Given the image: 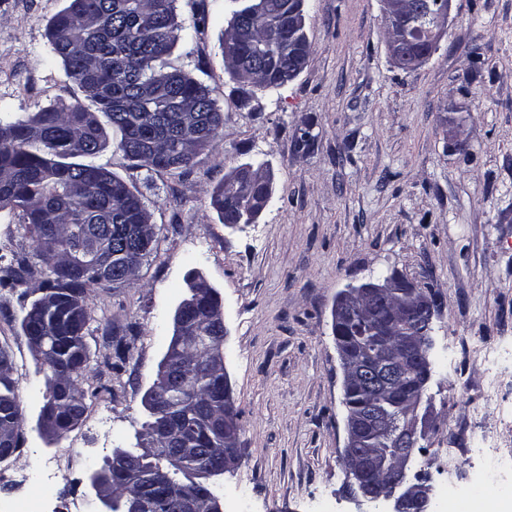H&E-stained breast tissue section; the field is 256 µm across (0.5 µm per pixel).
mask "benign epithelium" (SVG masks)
Wrapping results in <instances>:
<instances>
[{
	"label": "benign epithelium",
	"instance_id": "benign-epithelium-1",
	"mask_svg": "<svg viewBox=\"0 0 512 512\" xmlns=\"http://www.w3.org/2000/svg\"><path fill=\"white\" fill-rule=\"evenodd\" d=\"M452 0H437L435 20L427 34L425 49L414 54L408 51L404 21L419 13L424 5L418 0H381L383 22L391 33L389 52L404 69H412L429 57L445 32ZM310 55L296 44H288V75L297 77L308 65ZM254 166L237 167L231 181V190L242 200L252 196ZM127 237L140 249L147 250L152 243L153 225L133 224ZM187 292L177 305L173 317V335L159 363L151 389L155 400L146 410L159 415L161 395L176 384L185 387L186 369L173 373L175 365L186 360L187 353L195 351L198 360L192 368H212L224 365L223 348L228 336L222 303L210 305L204 314H198L203 304L216 296V289L199 272L186 279ZM388 307L392 319L386 331L387 338L369 340L361 335L345 342H336L343 372V390L366 391L374 402L361 411L349 410L346 415V445L341 463L345 472L344 494L357 503L370 502L382 507V512H427L431 505V487L422 481L413 482L409 470L415 460L420 438L430 425V406L424 394L431 378L429 351L432 346V326L437 310L431 295L418 285L398 274L382 280L367 281L343 290L332 310L335 329L353 326L363 329L373 324L375 310ZM221 332L219 336H204V327ZM395 400V410L384 407L388 398ZM224 435L222 448H181L179 455L206 452L212 457L210 467L197 471L171 512H198L199 490L220 474L233 472L240 463L239 426L229 379H224V418L216 422ZM382 436L394 445L389 453H382L367 445V435ZM158 452L149 439L142 452L112 454V470H128L144 457ZM99 512H153V502L142 490L133 489L121 497L106 491L103 479L95 477L91 483Z\"/></svg>",
	"mask_w": 512,
	"mask_h": 512
}]
</instances>
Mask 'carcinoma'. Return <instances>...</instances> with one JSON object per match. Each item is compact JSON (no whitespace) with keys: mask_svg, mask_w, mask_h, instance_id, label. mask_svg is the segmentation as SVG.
I'll use <instances>...</instances> for the list:
<instances>
[{"mask_svg":"<svg viewBox=\"0 0 512 512\" xmlns=\"http://www.w3.org/2000/svg\"><path fill=\"white\" fill-rule=\"evenodd\" d=\"M177 0H69L51 20V49L65 73L75 79L83 98L95 107L77 103L54 104L0 123V210L22 213L25 229L48 270L42 294L31 305L49 301L44 314L23 316L25 337H45L46 348L57 356L60 374L69 384L66 393H45L43 409L56 411L61 433L71 431L83 418L88 398L83 387L88 377L86 332L91 316L86 307L73 315L72 298L84 299L89 288L115 284L93 271L95 250L111 251L112 267L120 282H130L145 258L152 254L119 243L128 226L142 223L148 210L137 190L92 159L106 146L107 129L118 135V148L139 166L152 170H187L203 136L216 139L224 126V112L209 90L170 62L183 27ZM292 0H249L233 12L229 23H241L253 34L236 43L239 56L252 63L256 86L288 82L278 75L280 50L288 38L308 43L303 27L289 13ZM428 13L416 15L409 26L410 43L418 47L427 38ZM158 143L164 156L142 155L137 144ZM228 183L211 196V205L225 224L245 220L237 201L224 199ZM24 265L0 269V288L26 283ZM221 376L205 370L188 376L187 388H174L164 399L162 417L144 424L152 435L164 426L181 428L183 416L193 411L202 428L223 417L219 394ZM22 430L23 409L17 380L0 374V425ZM169 452L139 464L138 481L150 484L152 494L169 502L180 494L191 473L208 465L196 456L173 464Z\"/></svg>","mask_w":512,"mask_h":512,"instance_id":"carcinoma-1","label":"carcinoma"}]
</instances>
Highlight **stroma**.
<instances>
[{"mask_svg": "<svg viewBox=\"0 0 512 512\" xmlns=\"http://www.w3.org/2000/svg\"><path fill=\"white\" fill-rule=\"evenodd\" d=\"M66 4L0 0V121L79 97L47 35ZM176 6L184 31L171 61L209 88L224 127L185 172L136 166L113 142L98 156L140 192L156 241L135 281L86 295L99 393L59 439L37 427L46 372L20 331L46 268L21 212L0 211V268L29 269L25 291L0 288V348L25 416L19 449L0 462V512L37 493L28 475L59 449L79 457L45 512H66L76 495L92 502L94 467L116 450L138 452L144 395L193 271L218 290L229 330L241 459L210 481L227 510L243 490L250 512H377L343 493L332 309L344 289L393 273L439 302L427 385L434 424L411 477L436 497L452 480L475 486L479 434L512 480V0H452L436 50L411 70L389 53L380 0H305L309 63L265 90L224 68L220 37L235 0ZM242 164L268 170L272 193L257 223L232 229L210 197ZM107 336L129 347L121 370L103 366Z\"/></svg>", "mask_w": 512, "mask_h": 512, "instance_id": "1", "label": "stroma"}]
</instances>
